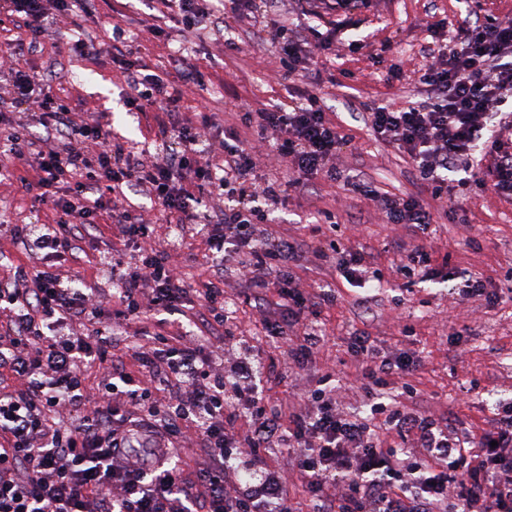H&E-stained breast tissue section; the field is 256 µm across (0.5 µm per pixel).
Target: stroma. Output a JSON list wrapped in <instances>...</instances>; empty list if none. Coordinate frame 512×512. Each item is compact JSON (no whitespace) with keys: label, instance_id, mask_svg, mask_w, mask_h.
I'll return each instance as SVG.
<instances>
[{"label":"stroma","instance_id":"obj_1","mask_svg":"<svg viewBox=\"0 0 512 512\" xmlns=\"http://www.w3.org/2000/svg\"><path fill=\"white\" fill-rule=\"evenodd\" d=\"M475 6L478 19L512 18V0H371L357 10L355 29L342 34L337 56L331 57L319 76L287 80L274 44L262 38L244 18L225 14L228 41L214 39L209 30L186 35L181 47L154 38L149 26H165L150 0H97L96 13H62L50 10L56 28L81 26L86 42L101 43L110 22H121L134 34L128 50L152 73L175 82L176 104L183 120L196 121L206 113L212 124L211 147L221 142L220 132L232 124L236 113L257 110L270 102H290L308 90L319 91L333 122L350 129L353 139L343 145L333 164L335 178L318 177L287 198L267 208L271 231L287 234L300 248L292 262L295 285L307 293L334 291V304L324 306L321 320L325 343L291 385L269 386V399L289 397L301 401L315 389L323 371H347L352 341L363 333L376 340L381 354L414 357L419 366L410 382L417 394L409 408L432 418L454 420L459 432L480 433L490 428L498 405L512 403V301L495 306L478 299L464 300L451 289L467 278H483L488 290L512 289V199L469 189L461 203L465 223L436 212L427 233L404 224H388L373 202L351 192L347 179L365 181L383 193L417 195L422 191L412 166L394 147L376 140L365 122V104L400 103L425 95V87L407 81L406 75L424 63L422 48L428 42L426 26L442 23L456 27ZM30 37L22 30L0 32V122L27 123L41 146L54 139L34 124L28 102L15 99L8 71L13 63L35 69L52 82L59 97L75 105L74 121L106 114L112 139L133 147L152 140V114L130 110L129 92L110 55L77 53L66 42L45 43L30 52ZM391 50L381 60L373 51L383 42ZM191 63L205 75L204 85L183 83L177 71ZM401 69L404 80L387 82L386 73ZM0 219L10 224H48L53 215L22 189L17 177L0 178ZM115 229L101 217L91 250L80 262L62 267L66 278L99 283L108 289V276H97V252L110 248ZM338 251H331L330 242ZM422 243L432 256L429 268L403 277L397 268L404 261L403 245ZM364 250L373 268L382 272L374 288L350 285L342 277L341 248ZM325 250L315 258L316 250ZM224 294L238 305L236 335L246 337L261 358H286L270 347L262 333V318L280 317L271 303L255 304L247 288L234 276L224 279Z\"/></svg>","mask_w":512,"mask_h":512}]
</instances>
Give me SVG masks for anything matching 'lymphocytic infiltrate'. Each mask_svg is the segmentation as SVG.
<instances>
[{
  "label": "lymphocytic infiltrate",
  "instance_id": "lymphocytic-infiltrate-1",
  "mask_svg": "<svg viewBox=\"0 0 512 512\" xmlns=\"http://www.w3.org/2000/svg\"><path fill=\"white\" fill-rule=\"evenodd\" d=\"M44 0H0L9 21L26 28L30 48L43 40L81 43L78 29L53 27ZM176 8L181 32L209 27L224 32V20L199 0H156ZM305 16L332 15L336 29L302 30L287 13L260 27L277 44L286 76L306 75L336 52V30L350 21L359 0H294ZM112 62L126 74L130 106L155 110L162 138L175 140L176 155L150 166L130 165L113 143L111 125L96 115L78 123L69 103L54 98L38 74L12 69L17 98L38 110L37 119L62 138L61 148L35 150L27 125L7 140L16 160L37 152L34 184L57 212L53 224H13L10 234L38 252L32 276L0 281V512H299L283 472L266 462L270 442H279L300 478L312 512H512V406H504L490 431L459 436L439 424L387 402V376L413 375L405 355H381L373 340L355 337L356 355L347 373L363 391L364 414L336 403V374L322 375L305 403L268 402L264 385L284 382L303 369L324 343L318 324L333 295H308L291 285L294 239L268 233L257 204L329 169L346 136L328 117L321 99L269 105L240 117L241 129L224 133V150L202 155L206 124L181 122L169 104L178 90L158 75L142 72L128 57L127 38L112 27ZM430 61L414 71L430 97L405 106L373 105L369 125L379 140L394 144L418 172L425 195H376L370 185L351 189L376 202L385 223L427 229L431 202H455L466 184L512 197V154H500V139L486 119L512 99V20L463 21L448 41L433 44ZM257 133L271 152L291 164L295 176L259 182L248 139ZM496 157L492 181H484L470 157L474 148ZM124 183L146 191L181 234L204 237L212 251L213 279L192 288L165 249L148 246L153 227L143 214L116 206L112 221L121 246H133L138 262L121 270L111 252L99 264L113 283L117 324L95 330L102 303L93 287L75 288L61 274L73 258L75 235L91 237L104 207L102 187ZM238 192L236 206L221 216L200 210L198 192L221 198ZM276 273L288 300V317L266 325L288 358L284 370L265 367L244 351L230 323L235 306L224 297L231 273L263 299ZM198 303L191 330L170 331L167 313L189 297ZM148 311L157 319L147 341L123 347L124 324ZM249 434L234 427L240 414ZM397 432L402 443L387 444ZM200 453L184 467L181 450Z\"/></svg>",
  "mask_w": 512,
  "mask_h": 512
}]
</instances>
